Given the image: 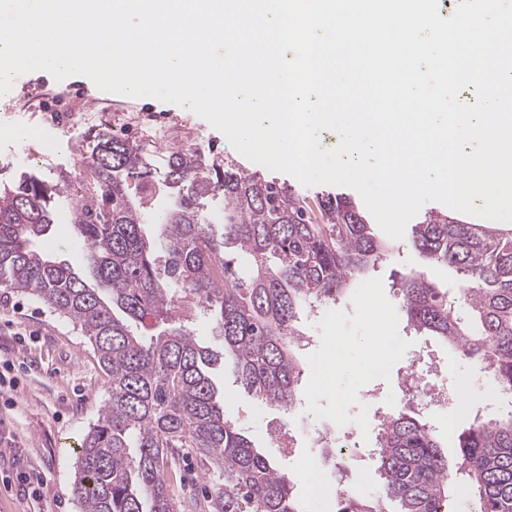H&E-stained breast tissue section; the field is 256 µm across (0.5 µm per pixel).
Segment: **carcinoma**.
<instances>
[{
	"label": "carcinoma",
	"instance_id": "carcinoma-1",
	"mask_svg": "<svg viewBox=\"0 0 512 512\" xmlns=\"http://www.w3.org/2000/svg\"><path fill=\"white\" fill-rule=\"evenodd\" d=\"M98 151L71 201V220L88 245L99 287L34 247L55 223L63 177L49 186L27 175L0 191V288L28 293L85 336L110 378L109 398L77 451L72 493L83 512H178L167 479L185 452L215 480L208 512H301L292 483L253 440L224 416L213 374L228 354L236 383L261 409L291 408L302 369L292 344L314 306L334 304L387 245L349 199L311 203L291 187L250 176L226 162L198 178L201 158L174 148L166 187L176 200L154 241L142 232L155 186L138 146L97 132ZM140 191L127 193L128 180ZM224 194V225L205 224L198 201ZM412 246L457 275L441 288L422 274L398 291L408 325L437 336L483 365L509 408L474 417L457 434L448 464L439 437L406 412L383 419L375 437L378 493L345 487L336 512H450V487L478 493L479 512H512V229L428 215ZM165 257L164 275L157 271ZM188 305L211 318L223 350L202 345L180 317Z\"/></svg>",
	"mask_w": 512,
	"mask_h": 512
}]
</instances>
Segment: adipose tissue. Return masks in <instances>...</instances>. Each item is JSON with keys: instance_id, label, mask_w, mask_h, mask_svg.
<instances>
[{"instance_id": "obj_1", "label": "adipose tissue", "mask_w": 512, "mask_h": 512, "mask_svg": "<svg viewBox=\"0 0 512 512\" xmlns=\"http://www.w3.org/2000/svg\"><path fill=\"white\" fill-rule=\"evenodd\" d=\"M376 352L373 337L345 341L335 355L326 357L323 371L315 380L316 387L339 398L346 396L354 380L371 375Z\"/></svg>"}]
</instances>
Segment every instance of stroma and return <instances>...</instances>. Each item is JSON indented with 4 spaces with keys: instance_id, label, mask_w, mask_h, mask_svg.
I'll return each instance as SVG.
<instances>
[{
    "instance_id": "obj_1",
    "label": "stroma",
    "mask_w": 512,
    "mask_h": 512,
    "mask_svg": "<svg viewBox=\"0 0 512 512\" xmlns=\"http://www.w3.org/2000/svg\"><path fill=\"white\" fill-rule=\"evenodd\" d=\"M50 91L66 102L70 121L48 123L45 112L23 108L22 100ZM108 101L112 110L101 122L113 135L140 145L143 160L162 185L168 171V155L173 148L197 151L206 160L229 159L247 173L265 180L294 184L296 192L308 199L344 194L341 186L307 187L295 184L293 176L268 170L242 157L227 138L206 120L175 104L154 98H133L100 90L89 78L74 75L55 80L44 71L19 76L5 97H0V186L17 185L32 174L48 183L65 173H77L79 165L92 160L97 152L93 128L82 116L93 103ZM137 112L150 118L156 128L168 130V141L151 146L127 120ZM69 195L55 203L57 220L51 234L38 241V249L55 259L68 261L78 272H85L83 240L70 223ZM413 271L424 273L438 285L451 288L456 275L448 268L430 265L410 244L409 238L392 241L387 256L368 269L344 299L329 306L325 314L304 320L305 337L315 340L312 348L299 347L296 356L305 379L302 396L305 405L280 412L259 413L254 399L234 384L232 365H225L220 378L224 383L228 419L250 435L268 458L287 464L280 443L266 431L267 423L296 433L298 448H312L316 432L307 420L315 412L319 423H340L360 431V440L373 444L376 424L374 408L403 409L397 400V370L379 378L359 380L351 395L341 401L319 391L309 377L314 358L335 351L342 340L357 336L404 337L408 347L430 346L443 361L439 383L456 388L460 379L480 376L479 365L465 360L447 342L410 330L391 286L395 278ZM377 291L379 302L366 307L364 298ZM0 357L12 365L14 389L0 391V512H81L71 492L75 480L77 448L98 417L108 397L109 377L102 370L89 341L66 319L51 313L28 294L0 292ZM502 400L492 386H484L472 400L468 411L458 403L447 408L423 412L443 447L455 448V432L468 425L472 413L486 419L500 416Z\"/></svg>"
}]
</instances>
